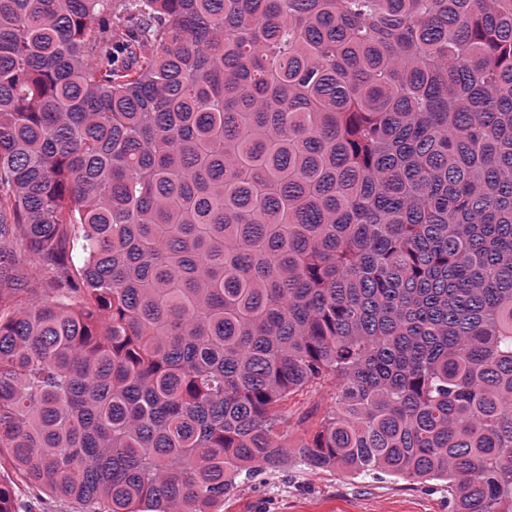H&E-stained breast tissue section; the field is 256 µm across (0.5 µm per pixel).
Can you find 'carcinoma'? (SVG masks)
Wrapping results in <instances>:
<instances>
[{
  "mask_svg": "<svg viewBox=\"0 0 512 512\" xmlns=\"http://www.w3.org/2000/svg\"><path fill=\"white\" fill-rule=\"evenodd\" d=\"M122 10L0 0V470L220 512L328 381L310 469L512 512V0ZM10 254L15 267L22 277L42 279L46 276L47 273L43 271L42 267H39L35 256L26 248L25 244H22L20 241L13 244L10 248Z\"/></svg>",
  "mask_w": 512,
  "mask_h": 512,
  "instance_id": "1",
  "label": "carcinoma"
}]
</instances>
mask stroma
I'll list each match as a JSON object with an SVG mask.
<instances>
[{
  "label": "stroma",
  "instance_id": "35a3bbf8",
  "mask_svg": "<svg viewBox=\"0 0 512 512\" xmlns=\"http://www.w3.org/2000/svg\"><path fill=\"white\" fill-rule=\"evenodd\" d=\"M332 384L309 388L288 401L290 446L309 440L334 404ZM224 512H448V491L390 475L353 476L330 469L310 472L296 458L280 471L262 472L238 485Z\"/></svg>",
  "mask_w": 512,
  "mask_h": 512
}]
</instances>
